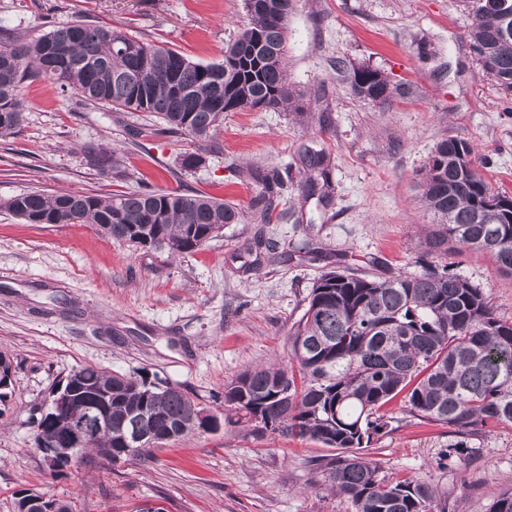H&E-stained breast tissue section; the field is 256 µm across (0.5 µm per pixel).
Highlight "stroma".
Here are the masks:
<instances>
[{
	"instance_id": "obj_1",
	"label": "stroma",
	"mask_w": 512,
	"mask_h": 512,
	"mask_svg": "<svg viewBox=\"0 0 512 512\" xmlns=\"http://www.w3.org/2000/svg\"><path fill=\"white\" fill-rule=\"evenodd\" d=\"M76 21L207 64L223 60L249 17L243 0H0V43ZM470 23L462 0H295L287 74L303 112L225 113L193 171L180 166L196 149L190 137H154L139 147L126 134L137 113L89 112L73 89L42 77L22 82L23 124L0 138V203L27 191L182 188L232 201L244 217L175 258L112 240L91 224H28L0 207V352L14 366L0 403V512H12L21 489L73 501L77 512H136L157 501L169 512H353L321 483L318 466L335 449L254 433L224 420L219 401L244 369L287 361L311 286L337 261L380 277L422 271L432 217L421 182L439 141H468L479 173L512 195V95L483 73L466 37ZM341 63L380 70L406 93L387 106L358 98ZM90 145L116 149L121 173L92 166ZM308 148L330 161L326 208L300 190ZM273 170L287 180L291 210L261 227L251 202L258 173ZM259 231L284 249L308 242L314 255L253 266L245 249ZM449 261L512 322V275L468 250ZM86 366L179 387L218 426L113 465L86 455L50 471L33 447L35 422L59 381ZM382 412L390 425L365 454L388 480H429L447 512H488L496 495L512 490V429L470 436L464 454L442 468L447 426L411 413L403 394Z\"/></svg>"
}]
</instances>
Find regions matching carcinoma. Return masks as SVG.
Returning <instances> with one entry per match:
<instances>
[{"mask_svg": "<svg viewBox=\"0 0 512 512\" xmlns=\"http://www.w3.org/2000/svg\"><path fill=\"white\" fill-rule=\"evenodd\" d=\"M471 17L468 35L484 74L512 93V0L489 9L486 0H462ZM250 24L224 47V62L201 64L182 54L103 26L73 22L37 39L0 46V137L23 120L19 85L27 76L47 77L71 88L84 104L145 112L157 123L132 130L135 139L192 137L196 151L182 155L192 170L205 162L207 145L224 113L245 108L300 112L301 94L288 82V17L293 0H244ZM175 79L182 94L172 93ZM223 87L222 100L211 89ZM353 94L388 105L400 90L370 67L352 69ZM87 154L118 169L116 151L90 146ZM469 142L437 143L422 181L428 254L445 258L461 248L490 256L512 274V196L494 191L478 173ZM308 172L301 192L330 202V161L320 151L301 156ZM252 207L260 223L280 220L284 182L261 178ZM3 206L29 224H93L102 234L135 247L174 256L190 253L218 236L242 213L235 203L179 190H140L112 197L24 192ZM13 362L0 356V402L12 385ZM77 406L98 404L108 412L103 428L82 448L115 463L144 452H123L142 433L153 445L217 426L189 394L146 376L84 367ZM417 415L448 426L459 452L466 438L499 427L512 429V322L497 317L484 289L430 265L420 274L367 277L336 267L313 283L293 325L289 364L248 368L224 387V410L253 426L317 441L340 453L322 465L328 490L347 497L354 512H445L433 487L416 475L388 481L362 449L389 421L380 408L402 391ZM66 419L43 413L35 446L68 438ZM14 512H43L29 490L17 492Z\"/></svg>", "mask_w": 512, "mask_h": 512, "instance_id": "obj_1", "label": "carcinoma"}]
</instances>
